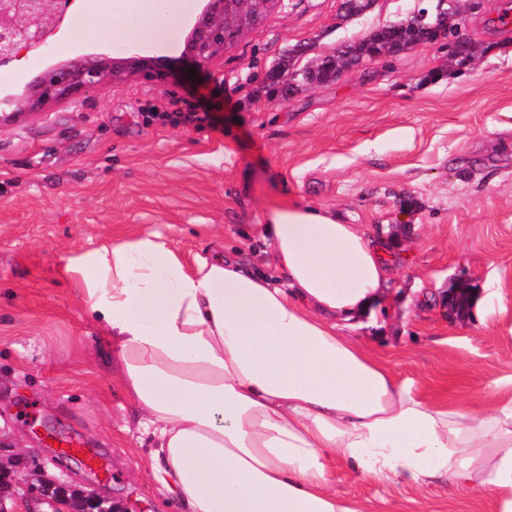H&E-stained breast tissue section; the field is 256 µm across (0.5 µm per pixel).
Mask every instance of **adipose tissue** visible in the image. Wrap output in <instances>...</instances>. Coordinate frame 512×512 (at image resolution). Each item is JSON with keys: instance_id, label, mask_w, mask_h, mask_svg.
<instances>
[{"instance_id": "adipose-tissue-1", "label": "adipose tissue", "mask_w": 512, "mask_h": 512, "mask_svg": "<svg viewBox=\"0 0 512 512\" xmlns=\"http://www.w3.org/2000/svg\"><path fill=\"white\" fill-rule=\"evenodd\" d=\"M187 0H89L80 29L158 46ZM282 281L237 253L185 258L161 236L65 257L117 356L155 479L184 512H361L331 485L440 482L512 512V387L482 404L420 397L341 333L374 312L386 251L358 224L288 199L260 228Z\"/></svg>"}]
</instances>
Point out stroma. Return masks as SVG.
I'll return each mask as SVG.
<instances>
[{"mask_svg": "<svg viewBox=\"0 0 512 512\" xmlns=\"http://www.w3.org/2000/svg\"><path fill=\"white\" fill-rule=\"evenodd\" d=\"M342 2L281 0L193 71L181 54L205 2L189 0L167 31L170 50L123 48L169 62L166 85L106 83L0 127V462L26 461L11 470L16 497L47 480L129 512H182L154 479L111 347L59 271L76 246L157 233L188 255L241 249L267 271L265 207L293 198L328 208L367 225L393 257L387 311L343 335L429 400H475L512 376V32L482 23L500 0L458 4L464 31L487 45L470 65L421 45L287 95L282 62L305 69L418 6L375 0L347 17ZM113 47L68 23L44 54L0 71V101L20 98L49 66ZM200 97L214 123L181 121L174 100ZM457 288L480 308L450 312ZM424 289L433 305H417ZM59 438L94 449L97 463L60 455ZM331 483L364 512H497L490 498L377 484L341 465Z\"/></svg>", "mask_w": 512, "mask_h": 512, "instance_id": "1", "label": "stroma"}]
</instances>
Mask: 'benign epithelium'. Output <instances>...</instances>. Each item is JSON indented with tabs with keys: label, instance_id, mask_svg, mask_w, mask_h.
<instances>
[{
	"label": "benign epithelium",
	"instance_id": "obj_1",
	"mask_svg": "<svg viewBox=\"0 0 512 512\" xmlns=\"http://www.w3.org/2000/svg\"><path fill=\"white\" fill-rule=\"evenodd\" d=\"M281 0H206V5L185 40L184 58L202 68L228 47L225 33L244 35L258 24L262 13ZM442 0L436 9L438 24L430 27L425 45L449 44L457 58L471 52L469 37L457 26L453 36L444 38L448 20ZM74 0H0V70L10 67L20 57L43 51L48 42L67 24ZM128 76L142 77L164 84L167 66L157 60L136 56H87L56 64L42 71L29 84L16 108L0 112V127L19 122L30 113L46 109L58 100L78 101L104 81L118 82ZM70 512H123L93 491L74 490Z\"/></svg>",
	"mask_w": 512,
	"mask_h": 512
}]
</instances>
